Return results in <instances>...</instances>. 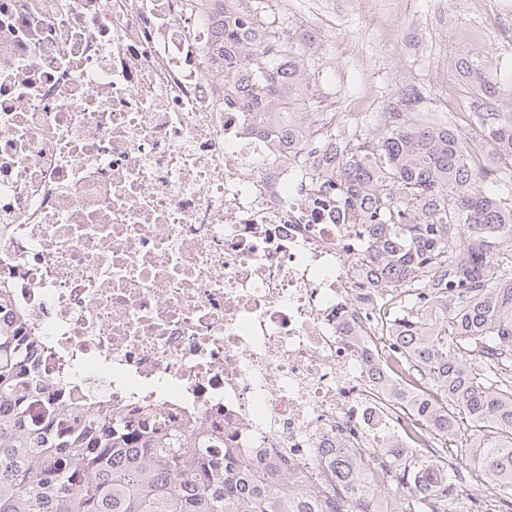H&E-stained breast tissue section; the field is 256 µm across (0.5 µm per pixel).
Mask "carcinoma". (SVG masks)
<instances>
[{
    "label": "carcinoma",
    "mask_w": 512,
    "mask_h": 512,
    "mask_svg": "<svg viewBox=\"0 0 512 512\" xmlns=\"http://www.w3.org/2000/svg\"><path fill=\"white\" fill-rule=\"evenodd\" d=\"M224 15V83L293 145L288 162L327 188L364 237L356 257L373 329L406 378L387 399L435 433H477L469 453L480 487L512 504V112L493 54L467 50L457 71L482 111L468 134L451 113L417 108L415 86L388 111L341 123L316 98L309 38L285 35L274 0H213ZM308 102L305 112L298 104ZM489 146L480 159L471 141ZM39 338L0 325V512H466L416 487L455 483L458 467L426 471L400 448L331 459L315 482L286 455L244 457L214 428L175 429L150 410L128 420L42 383Z\"/></svg>",
    "instance_id": "obj_1"
}]
</instances>
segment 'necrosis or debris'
<instances>
[{
    "label": "necrosis or debris",
    "mask_w": 512,
    "mask_h": 512,
    "mask_svg": "<svg viewBox=\"0 0 512 512\" xmlns=\"http://www.w3.org/2000/svg\"><path fill=\"white\" fill-rule=\"evenodd\" d=\"M224 87L210 0H0V276L47 382L326 459L430 448L346 225Z\"/></svg>",
    "instance_id": "obj_1"
}]
</instances>
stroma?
<instances>
[{
    "mask_svg": "<svg viewBox=\"0 0 512 512\" xmlns=\"http://www.w3.org/2000/svg\"><path fill=\"white\" fill-rule=\"evenodd\" d=\"M436 2L279 0L276 13L293 28L321 10L316 55L336 111H384L402 79L422 86L430 111L456 113L463 124L472 109L470 87L455 78L444 89L434 84L438 55L456 58L465 45L492 49L503 81L512 83V17L493 14L483 0H454L440 18Z\"/></svg>",
    "mask_w": 512,
    "mask_h": 512,
    "instance_id": "obj_1",
    "label": "stroma"
}]
</instances>
